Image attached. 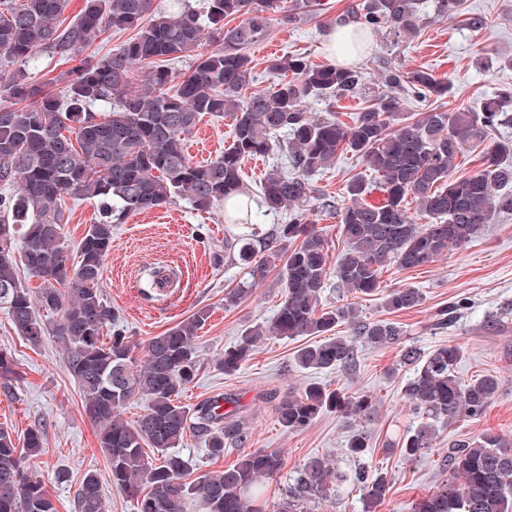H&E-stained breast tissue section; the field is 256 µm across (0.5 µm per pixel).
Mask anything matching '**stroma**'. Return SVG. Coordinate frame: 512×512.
Instances as JSON below:
<instances>
[{
	"mask_svg": "<svg viewBox=\"0 0 512 512\" xmlns=\"http://www.w3.org/2000/svg\"><path fill=\"white\" fill-rule=\"evenodd\" d=\"M357 0H320L316 11L288 22L285 12L294 0H283L271 16L267 37L248 48L256 80L243 88V95L266 90L281 81L268 64L276 55H302L316 65L328 64L322 47L325 28L345 14ZM481 16L484 26L472 28L468 19ZM420 33L410 41H394L384 34L372 37V47L359 63L368 88L382 81L383 65L404 72L423 69L452 81L450 96L417 102L405 98L402 114L408 118L437 108L454 111L479 108L503 85H512V0H463L458 14L439 16L424 5ZM231 116L203 115L185 139L184 149L193 162H200L206 149L223 152L231 143ZM354 177L372 180V173L355 157L338 154L328 168L311 176L315 197L303 206L306 219L321 229L329 261H336L344 244L334 218L319 213L318 200L331 196L343 201L346 183ZM243 227L224 221L223 208L196 211L182 200L125 216L115 225L112 249L104 263L101 289L115 313L114 328L129 337L135 356H142L147 341L197 310L209 317L195 340L201 367L195 381L183 393L184 405L229 395L238 402L237 418L251 432L245 448H229L223 457H210L194 433H187L179 450L188 459L190 477L224 469L243 453L278 451L283 470L265 484L266 512H278L287 490L304 464L314 456L354 468L344 448L355 431L366 432L372 446L365 466L384 473L390 482L386 500L375 512H415L422 498L434 494L448 479L444 462L447 452L461 441H473L487 432L512 442V212L495 214L464 248L415 269L398 264L386 267L374 295L363 296L342 286L335 273H328L321 294L324 307L355 303L363 319H387L403 327L399 344L371 347L356 343L352 369L313 372L295 364L299 349L310 344L307 336L267 337L256 353L234 374H224L217 360L247 328L270 322L281 301L283 287L278 272L256 288L253 296L228 307L224 294L241 280L243 270L236 253L224 243ZM167 271V288L149 285L156 270ZM417 288L423 294L413 309L394 312L385 305L395 288ZM456 307V317L447 327L437 328L438 313ZM453 343L462 360L458 376L469 382L493 373L500 387L486 413L477 419L436 423V449L408 462L396 445L421 421L409 406L404 387L412 376L403 354L414 346L430 352ZM0 349L10 351L20 377L12 399L0 397V425L22 437L31 428L44 432L46 453L32 465L59 512H76L77 488L85 473H96L103 491L106 512H133V503L112 486L106 459L98 446L99 427L86 416L77 385L64 369L63 357L52 343L33 347L13 330L0 311ZM311 381L350 395L367 393L377 401L370 419H345L326 412L306 431L290 433L277 422L276 398L301 393Z\"/></svg>",
	"mask_w": 512,
	"mask_h": 512,
	"instance_id": "35a3bbf8",
	"label": "stroma"
}]
</instances>
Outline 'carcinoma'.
<instances>
[{
  "mask_svg": "<svg viewBox=\"0 0 512 512\" xmlns=\"http://www.w3.org/2000/svg\"><path fill=\"white\" fill-rule=\"evenodd\" d=\"M69 0H0V63L12 64L0 103V182L14 193L0 196V310L16 333L34 347L52 342L64 357L66 371L78 385L87 417L101 425L99 448L105 455L112 486L134 501V512H184L188 501L202 512H260L257 497L284 462L275 451H254L219 471L189 481V462L176 451L192 429L208 453L220 458L230 446L244 447L250 432L234 418L232 397L207 400L189 409L180 397L198 375V330L209 313L200 309L145 345L136 360L128 337L104 331L114 319L100 283L112 250V225L124 216L150 210L175 199L206 211L248 192L242 163L267 157L278 149L289 169L274 166L259 194L266 210L299 207L312 198L309 176L327 168L347 152L375 174V184L353 178L346 184L344 204L323 197L318 209L339 217L344 249L336 261V278L356 294L379 288L385 266L424 267L461 248L489 223L496 211H512V141L487 148L481 168L471 176L454 174L465 146L482 143L489 131L512 111V87L501 88L479 110H431L418 120L399 119L400 95L417 98L451 93L452 85L426 70L403 72L384 67L381 91L372 103L344 122L330 112L309 115V98H342L362 94L360 71L345 66L313 65L299 55L277 58L270 67L292 79L241 96L254 81L246 49L270 30L268 14L277 0H206L204 10L186 0H170L166 11L156 0H84L78 17L66 26L58 20ZM365 33L387 32L409 39L422 18L416 0H363L351 6ZM240 19L230 28L224 20ZM112 30L133 36L112 54L94 59L80 53ZM209 34L219 36L211 49L201 48ZM46 53L73 66L65 73V99L31 82L29 63ZM193 56L191 71L177 83L163 63ZM148 68L136 88L129 73ZM234 116L231 144L206 164L185 154L183 140L204 114ZM379 193L378 201L369 199ZM97 202L100 218L89 225L70 261L62 243L67 223L65 199ZM428 219L414 222L409 204ZM252 211L237 204L224 209V219L251 223ZM323 234L301 212L290 215L266 236L243 235L225 241L235 250L244 275L224 295L225 305L244 302L253 288L279 269L284 286L272 321L245 330L224 348L218 366L225 374L239 371L267 336H319L297 351V367L327 371L355 366L354 341L396 344L402 331L388 320L360 318L352 303L320 306L328 273ZM42 282L37 295L22 285L18 268ZM417 288H395L386 297L391 311L421 304ZM46 310L56 315L42 317ZM348 336H332L340 323ZM462 352L443 345L423 355L407 348L414 364L405 396L427 422L410 430L398 445L411 461L435 448L429 421L477 419L490 406L500 379L483 375L468 383L457 376ZM17 379L12 355L0 351V396L14 395ZM133 398L147 402L134 424L122 417ZM376 410L369 395L348 396L310 382L298 395H286L275 406L281 427L307 430L325 412L345 418L368 417ZM161 453L148 460L144 447ZM368 435L358 431L347 442L353 457L364 456ZM44 454V433L26 432L22 447L12 431L0 426V512H58L41 481L27 463ZM448 484L422 499L416 512H512V446L488 432L448 452ZM358 486L364 512H372L389 492L381 473L362 467L351 473L332 469L323 457H312L290 487L279 512H295L296 504L327 492ZM77 512H104L102 485L87 473L77 491Z\"/></svg>",
  "mask_w": 512,
  "mask_h": 512,
  "instance_id": "obj_1",
  "label": "carcinoma"
}]
</instances>
